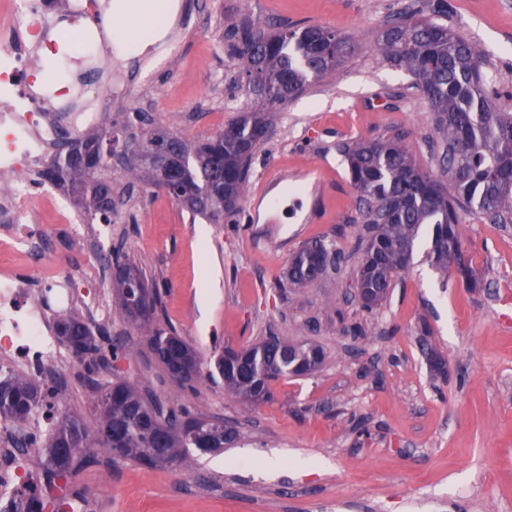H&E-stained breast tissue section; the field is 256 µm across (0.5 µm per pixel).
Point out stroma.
<instances>
[{"label": "stroma", "instance_id": "1", "mask_svg": "<svg viewBox=\"0 0 512 512\" xmlns=\"http://www.w3.org/2000/svg\"><path fill=\"white\" fill-rule=\"evenodd\" d=\"M202 3L188 18L181 63L150 81L172 93L176 109L126 126L142 93L137 84L109 108L105 129L124 140L152 130L187 140L215 135L212 113L227 124L254 107L229 51V23L334 30L353 52L277 112L245 191L253 198L276 165H325L331 219L251 224L242 212L211 224L165 191L128 184L123 162L113 163L112 188L124 205L112 241L158 285L162 322L205 365L193 387L183 386L143 343L94 386L73 387L54 411L93 422L98 388L124 380L163 408L187 403L224 419L239 437L222 452H194L189 471L100 453L71 487L99 498L103 512H512V223L464 214V263L476 287L432 266L424 244L381 306L368 311L357 298L367 228L341 148L400 135L424 171L440 176L442 145L428 103L413 76L376 48L392 14L429 16L436 0ZM443 20L480 45L500 92L496 105L512 112V0H447ZM315 240L334 244L341 262L304 286L289 284L294 254ZM270 335L315 343L324 359L309 375L281 377L270 402H239L209 363L224 347Z\"/></svg>", "mask_w": 512, "mask_h": 512}]
</instances>
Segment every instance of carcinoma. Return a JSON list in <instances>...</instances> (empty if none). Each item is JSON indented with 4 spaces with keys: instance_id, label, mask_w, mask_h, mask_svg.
Masks as SVG:
<instances>
[{
    "instance_id": "obj_1",
    "label": "carcinoma",
    "mask_w": 512,
    "mask_h": 512,
    "mask_svg": "<svg viewBox=\"0 0 512 512\" xmlns=\"http://www.w3.org/2000/svg\"><path fill=\"white\" fill-rule=\"evenodd\" d=\"M235 41L230 49L241 61L254 96L255 108L226 125L218 134L196 142L157 131L139 145V151L169 152L182 191L198 198L187 207L192 217L202 216L212 224L237 212L249 181L243 165L246 149H257L268 138L269 113L300 92L309 79L336 71L350 52V42L320 26L279 29L230 25ZM383 61L405 70L416 79L434 112L435 127L444 145L441 164L448 171L451 187L425 173L401 137L355 141L344 148L349 173L358 191L365 223L372 235L364 249L357 287L369 310L386 299L395 277L403 271L402 256L430 239L429 256L439 269L448 270V247L461 249L459 224L465 213H477L492 222L512 217V113L493 104L483 74L485 53L459 30L436 17L422 18L404 11L388 20L378 38ZM133 149L120 144L119 136L88 132L57 147L51 164L38 174L75 198L91 221L112 223L119 202L112 199V176L105 174L107 157ZM224 171V187L208 189L212 175ZM127 174L134 180L158 187L155 170L130 162ZM331 253L319 240L299 252L288 269V280L305 284L317 276L319 254ZM105 262L112 270L115 304L135 324L153 321L159 291L150 290L151 313L130 315L125 277L143 274L117 248ZM58 334L70 348L97 349L96 338L77 315L61 314L55 320ZM173 328L148 330V343L159 364L173 372L172 359L159 352V345ZM249 359L239 364L218 354L215 369L231 395L255 404L272 398V382L284 375L302 376L320 365L323 353L312 344H296L278 336L248 348ZM47 397L43 385L26 376H0V421L23 426L33 410ZM93 425L76 414L63 415L44 445L45 471L51 475L73 473L87 461L94 448L112 453L113 445L101 438L110 428L115 442L124 448L122 458L151 467L146 454L160 448L171 462L189 466L190 449L221 452L232 444L238 431L219 420L204 418L190 407L164 412L139 388L118 381L96 395Z\"/></svg>"
}]
</instances>
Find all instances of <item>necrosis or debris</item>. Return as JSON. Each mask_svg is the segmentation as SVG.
I'll return each instance as SVG.
<instances>
[{
    "label": "necrosis or debris",
    "instance_id": "1",
    "mask_svg": "<svg viewBox=\"0 0 512 512\" xmlns=\"http://www.w3.org/2000/svg\"><path fill=\"white\" fill-rule=\"evenodd\" d=\"M182 0H175L161 32L147 37L149 48L130 66L106 69L112 50V27L96 0H11L0 20L7 37L0 41V249L17 257L12 270L0 272V369L24 371L50 383L55 396H65L78 379L74 353L57 335L52 317L74 309L102 312L100 282L75 276L70 266L73 246L104 251L112 240L108 224H85L70 201L54 192L36 195L33 177L56 144L68 133L104 126L107 101L87 95L147 82L160 67L178 57ZM90 19L91 35L74 34L72 53L79 64L45 82L39 58L52 54L53 34L64 12ZM52 211L55 226L37 223ZM34 449H18L12 439L0 441V512H21V498L37 474L28 461Z\"/></svg>",
    "mask_w": 512,
    "mask_h": 512
}]
</instances>
